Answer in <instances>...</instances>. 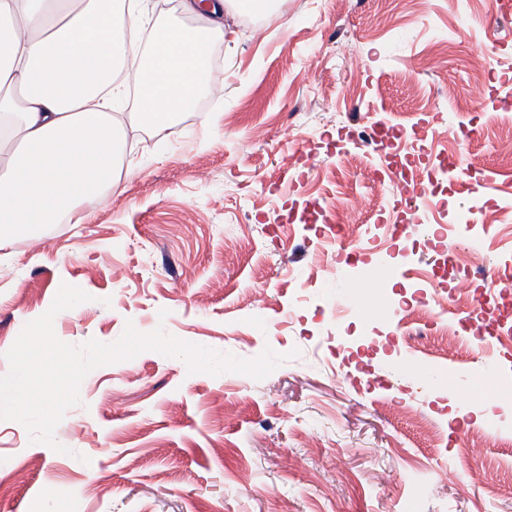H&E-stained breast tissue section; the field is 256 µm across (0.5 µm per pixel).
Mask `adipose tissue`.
<instances>
[{
	"label": "adipose tissue",
	"instance_id": "obj_1",
	"mask_svg": "<svg viewBox=\"0 0 512 512\" xmlns=\"http://www.w3.org/2000/svg\"><path fill=\"white\" fill-rule=\"evenodd\" d=\"M0 0V244L78 213L116 184L119 127L112 111L140 87L134 115L156 132L171 127L212 78L211 46L226 6L185 0L207 25L164 28L146 66L128 71L150 23L147 0Z\"/></svg>",
	"mask_w": 512,
	"mask_h": 512
}]
</instances>
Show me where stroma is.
Masks as SVG:
<instances>
[{
  "label": "stroma",
  "mask_w": 512,
  "mask_h": 512,
  "mask_svg": "<svg viewBox=\"0 0 512 512\" xmlns=\"http://www.w3.org/2000/svg\"><path fill=\"white\" fill-rule=\"evenodd\" d=\"M451 30L465 44L440 52ZM216 49L219 90L171 131L116 107L119 184L84 203L83 223L0 247V374L65 284L90 299L55 317L63 342L112 343L131 324L284 361L257 380L146 350L91 371L54 445L0 421V512H512V447L500 444L512 405L476 385L512 380V331L421 353L398 315L437 283L471 311L475 336L480 301L500 287L470 256L512 272V223L495 221L512 203V142L493 134L494 101L512 94V16L490 0H281L256 17L225 12ZM356 95L366 109L342 113ZM474 112L476 162L461 133ZM405 119L426 145L405 170L391 163L402 147L369 153L356 135ZM448 152L472 175L439 179ZM377 179L392 197L360 249L304 222L317 197L343 210ZM464 206L486 220L467 249L453 221ZM348 293L358 306L337 316ZM485 402L490 422L450 416Z\"/></svg>",
  "instance_id": "stroma-1"
}]
</instances>
